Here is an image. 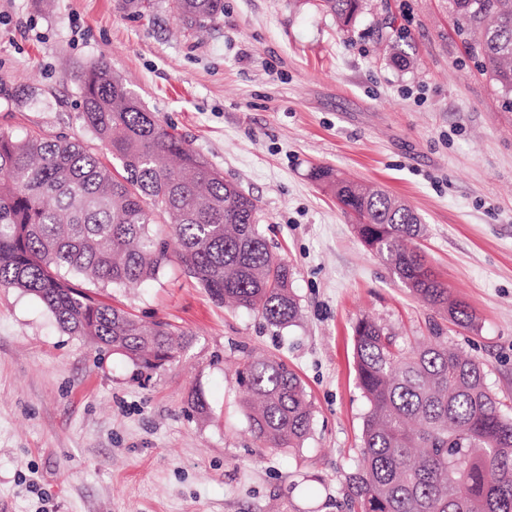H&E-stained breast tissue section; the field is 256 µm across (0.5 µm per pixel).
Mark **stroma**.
<instances>
[{
  "label": "stroma",
  "mask_w": 512,
  "mask_h": 512,
  "mask_svg": "<svg viewBox=\"0 0 512 512\" xmlns=\"http://www.w3.org/2000/svg\"><path fill=\"white\" fill-rule=\"evenodd\" d=\"M401 44L409 63L393 60ZM106 60L162 124L259 208L293 268L284 328L211 299L177 265L102 299L194 340L136 380L120 356L63 331L0 286V512H346L369 403L354 330L370 316L408 346L441 337L482 363L512 418V110L466 53L448 0H370L349 32L317 0H224L186 28L157 0H0V130L97 142L77 118V70ZM384 187L421 217L428 264L474 313L453 323L414 296L310 177ZM281 357L313 403L302 446L251 434L235 369ZM202 394L206 413L188 401Z\"/></svg>",
  "instance_id": "stroma-1"
}]
</instances>
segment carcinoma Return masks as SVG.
I'll use <instances>...</instances> for the list:
<instances>
[{
	"label": "carcinoma",
	"mask_w": 512,
	"mask_h": 512,
	"mask_svg": "<svg viewBox=\"0 0 512 512\" xmlns=\"http://www.w3.org/2000/svg\"><path fill=\"white\" fill-rule=\"evenodd\" d=\"M322 2L343 31L364 8ZM172 4L190 29L224 15V0ZM448 11L478 34L468 48L512 106V0H448ZM79 83L78 119L113 163L63 136L0 131V286L38 298L65 332L130 362L136 379L176 360L188 334L132 318L99 289L151 280L173 258L214 300L273 327L293 323L292 268L259 231L256 200L163 126L107 63L84 68ZM311 177L412 294L454 322L473 321L417 251L424 226L406 201L329 169ZM160 224L178 241L173 256ZM354 358L369 410L361 466L348 476L352 512H512V420L479 361L441 341L401 348L372 318L356 327ZM237 375L253 436L274 450L301 447L313 407L299 375L273 355L246 359Z\"/></svg>",
	"instance_id": "carcinoma-1"
}]
</instances>
